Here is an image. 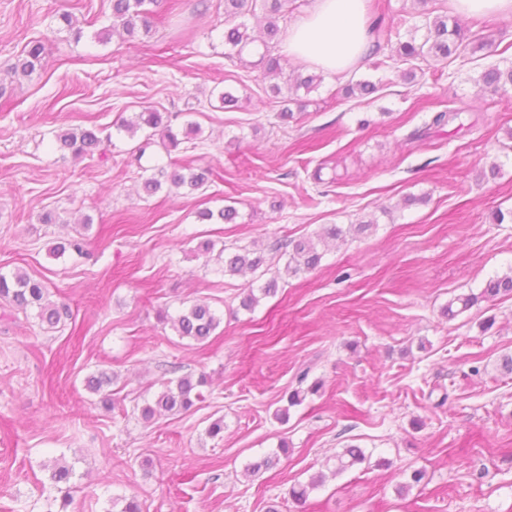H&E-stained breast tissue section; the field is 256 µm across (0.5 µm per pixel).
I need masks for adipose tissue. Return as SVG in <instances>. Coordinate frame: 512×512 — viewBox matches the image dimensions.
Listing matches in <instances>:
<instances>
[{
	"label": "adipose tissue",
	"instance_id": "obj_1",
	"mask_svg": "<svg viewBox=\"0 0 512 512\" xmlns=\"http://www.w3.org/2000/svg\"><path fill=\"white\" fill-rule=\"evenodd\" d=\"M365 0H313L308 14L288 29V56L324 71L347 72L370 50Z\"/></svg>",
	"mask_w": 512,
	"mask_h": 512
}]
</instances>
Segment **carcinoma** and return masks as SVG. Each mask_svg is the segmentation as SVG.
<instances>
[{
  "mask_svg": "<svg viewBox=\"0 0 512 512\" xmlns=\"http://www.w3.org/2000/svg\"><path fill=\"white\" fill-rule=\"evenodd\" d=\"M112 13V27L105 28L96 34L100 41H106L121 28L123 34L130 40L140 35H147L151 31L154 7L158 0H109ZM295 0H224V29L222 33L224 45L228 47L227 56L243 60L246 53L259 54L253 66L260 69V78L270 81L262 87L265 94L275 99H281L283 108L278 118L286 123L295 118V112L290 104L302 106L298 98V91L303 89L311 92L323 80L320 74L283 75V64L278 55L271 53V49L278 47L285 38L286 27L281 22L287 20L288 14L293 12ZM252 16L259 19L258 31L251 30L242 18ZM418 21L409 23L408 39L400 40V31L393 30V26L382 25L378 19L369 26L368 34L372 40L371 56H378L389 51L388 59L394 63L410 64L412 62H437L445 64L448 60L465 57L469 52L475 53L488 46V41L481 37L469 35V29L462 27L458 22H448V16H433L429 12L416 13ZM44 45L39 40L29 41L22 49L20 55L10 66L9 73L17 77H29L41 66ZM283 83H277V79ZM475 83L485 89L493 91H506L512 88V65L502 67L498 63L487 65L475 78ZM380 85L369 81L351 82L343 88L347 95L358 93L362 96L376 93ZM463 110L450 109L439 111L432 116L430 126L443 127L451 122L459 121V127H464L462 119ZM117 129L135 136L144 131L145 144L138 147L134 160L141 162L146 146L154 139L165 150L179 145L177 135L173 132L169 117L156 109H149L136 113L129 119L122 118L117 123ZM56 144L61 150H68L76 158L94 157L106 158V143L111 141V134L97 126L77 127L60 130L56 135ZM211 171L206 167L196 166L192 163L178 164L169 162L152 168L143 169L141 188L143 193L152 196L162 188L169 190L183 189L192 194L201 189L210 181ZM198 221L202 223H230L236 217V210L231 206L218 211L203 208L196 212ZM346 230L332 224L317 235V239L300 238L290 239L284 243L272 246V251L285 260L283 269L289 276H296L317 268L324 255L319 245H327L328 241H336L345 237ZM271 260L270 253L263 248L237 247L224 253V274L228 276L239 275L247 270L260 275L266 274ZM278 287V277L274 276L256 288H249L244 296L241 306L251 310L258 305L261 299L274 294ZM512 295V271L502 276L490 279L485 288L479 293H470L458 296L448 302L445 308L447 314H455L453 305L458 303L465 311L482 301H490L497 296ZM0 306L16 311L27 312L30 309L37 311L38 319L50 327L57 326L62 319L70 317L69 308L63 304L58 305L49 299V290L45 282L30 275L28 272L16 269L6 274L0 273ZM172 328L182 338L190 339L200 345L208 343L211 336L219 327L221 319L210 305L205 301H195L181 310L174 318L168 319ZM308 376L302 371L298 376L299 387L288 393V406L276 411L280 420L288 418V408L299 405L305 399L304 390L300 388ZM112 374L101 370L85 381L88 391L103 394V402L110 410L115 408L112 394L107 389L112 386ZM207 384L206 375L197 379L188 375L176 379H169L162 383V389L153 394V397L144 402L140 408V416L150 421L166 413L177 414L189 411L195 401L201 399L200 387ZM367 461L363 449L356 445H349L336 456L335 473L339 474L349 468ZM73 478V467L65 462H57L51 468V480L62 493L61 510L64 512L69 503L71 490L70 482Z\"/></svg>",
  "mask_w": 512,
  "mask_h": 512,
  "instance_id": "1",
  "label": "carcinoma"
}]
</instances>
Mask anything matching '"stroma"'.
<instances>
[{
	"mask_svg": "<svg viewBox=\"0 0 512 512\" xmlns=\"http://www.w3.org/2000/svg\"><path fill=\"white\" fill-rule=\"evenodd\" d=\"M196 2L148 36L102 43L108 0H0V271L43 279L80 330L51 332L0 307V512H57L59 459L75 471L67 512H121L133 497L144 512H512V375L500 368L512 355V296L442 313L512 271V221H493L512 210V89L473 82L489 61L512 63V22L475 17L470 30L493 36V57L426 64L411 83L364 59L324 74L300 120L284 124L255 71L207 35L224 0H207L201 16ZM62 6L80 38L61 30ZM32 40L45 44L44 67L13 79ZM352 80L382 88L344 98ZM228 89L239 99L230 109L219 100ZM147 108L177 132L200 125L196 139L169 154L151 145L144 159L210 166L205 193L139 196L136 138L113 136L103 162L54 143L59 128ZM448 108L476 126L426 129ZM227 205L233 223L196 218ZM47 212L58 223H44ZM372 217L374 229L330 244L318 268L281 277L250 311L251 276L224 275L216 256ZM77 234L86 255H53ZM206 240L216 250L199 254ZM197 300L221 318L204 347L159 320ZM174 366L210 377L205 401L143 421L133 407ZM101 369L118 410L85 387ZM303 370L323 387L288 406ZM219 418L223 432L209 436ZM349 445L367 460L335 473ZM265 457L272 469L247 473ZM415 470L423 480L402 492ZM318 474L324 483L295 502L291 488Z\"/></svg>",
	"mask_w": 512,
	"mask_h": 512,
	"instance_id": "stroma-1",
	"label": "stroma"
}]
</instances>
